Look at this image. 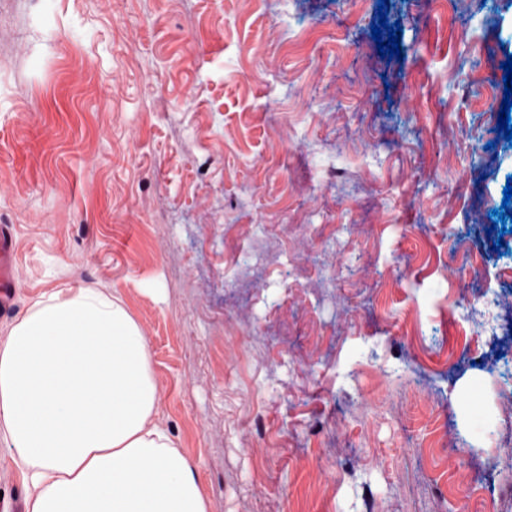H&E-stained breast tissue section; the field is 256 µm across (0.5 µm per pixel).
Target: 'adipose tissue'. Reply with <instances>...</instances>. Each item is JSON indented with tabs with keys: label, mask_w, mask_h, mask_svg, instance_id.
Segmentation results:
<instances>
[{
	"label": "adipose tissue",
	"mask_w": 512,
	"mask_h": 512,
	"mask_svg": "<svg viewBox=\"0 0 512 512\" xmlns=\"http://www.w3.org/2000/svg\"><path fill=\"white\" fill-rule=\"evenodd\" d=\"M156 406L147 339L100 289L44 293L0 341V440L25 512H209Z\"/></svg>",
	"instance_id": "ef3b65f1"
}]
</instances>
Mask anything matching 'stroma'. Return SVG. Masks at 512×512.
Segmentation results:
<instances>
[{
  "label": "stroma",
  "instance_id": "1",
  "mask_svg": "<svg viewBox=\"0 0 512 512\" xmlns=\"http://www.w3.org/2000/svg\"><path fill=\"white\" fill-rule=\"evenodd\" d=\"M378 4L0 0V339L115 290L209 512H512V0ZM14 245L7 229L0 228V306L5 307L14 288L13 278Z\"/></svg>",
  "mask_w": 512,
  "mask_h": 512
}]
</instances>
